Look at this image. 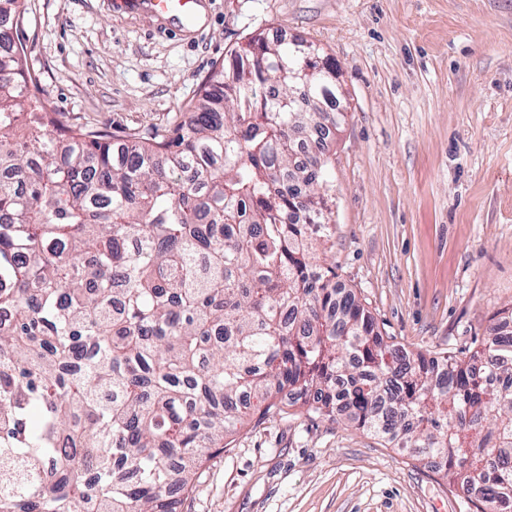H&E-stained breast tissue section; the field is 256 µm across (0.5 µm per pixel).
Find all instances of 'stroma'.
I'll list each match as a JSON object with an SVG mask.
<instances>
[{"label": "stroma", "mask_w": 512, "mask_h": 512, "mask_svg": "<svg viewBox=\"0 0 512 512\" xmlns=\"http://www.w3.org/2000/svg\"><path fill=\"white\" fill-rule=\"evenodd\" d=\"M335 58L329 258L383 335L473 349L512 321V0H208L201 25L109 0H24L13 29L34 94L72 128L180 121L253 37ZM181 512H467L437 466L303 405L252 415L182 492Z\"/></svg>", "instance_id": "1"}]
</instances>
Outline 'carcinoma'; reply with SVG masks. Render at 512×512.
<instances>
[{
	"label": "carcinoma",
	"instance_id": "1",
	"mask_svg": "<svg viewBox=\"0 0 512 512\" xmlns=\"http://www.w3.org/2000/svg\"><path fill=\"white\" fill-rule=\"evenodd\" d=\"M20 5L0 0V512H180L171 484L285 389L444 459L469 512L512 500V346L390 343L327 262L336 60L293 81L298 42L255 38L173 127L112 138L27 106Z\"/></svg>",
	"mask_w": 512,
	"mask_h": 512
}]
</instances>
